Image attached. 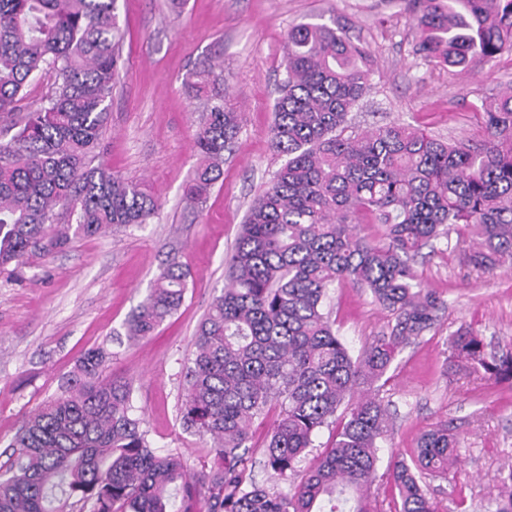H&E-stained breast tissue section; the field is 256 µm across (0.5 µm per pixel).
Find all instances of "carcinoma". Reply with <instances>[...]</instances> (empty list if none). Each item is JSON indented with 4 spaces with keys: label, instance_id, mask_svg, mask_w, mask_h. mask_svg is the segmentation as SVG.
Masks as SVG:
<instances>
[{
    "label": "carcinoma",
    "instance_id": "1",
    "mask_svg": "<svg viewBox=\"0 0 512 512\" xmlns=\"http://www.w3.org/2000/svg\"><path fill=\"white\" fill-rule=\"evenodd\" d=\"M117 0H0V272L77 237L149 224L158 202L96 163L109 102L124 67ZM413 53L468 70L512 53V0H408ZM270 129L286 157L250 206L226 283L198 325L182 369L185 431L211 440L219 466L190 474L182 458L151 445L131 383L105 377L112 352L84 353L62 393L30 414L3 451L0 512H168L175 495L204 491L208 512H439L423 486L452 473L462 442L446 423L425 431L413 453L390 456L391 498L376 488L379 451L392 417L372 385L399 348L429 331L445 307L417 281L412 261L451 234L473 241L478 273L512 265V91L483 95L489 140L444 142L409 125L345 134L349 115L374 88L370 54L336 23H298L287 36ZM36 78L40 106L22 102ZM224 68L205 60L183 86L202 100L198 164L185 197L200 203L223 174L240 113L220 88ZM75 219L60 224V212ZM375 224L368 240L356 225ZM350 281L394 316L386 336L356 358L325 309L328 291ZM187 272L167 264L124 324L126 339L151 335L181 306ZM451 353L473 372L512 385V350L487 355L460 329ZM278 411L265 467L292 481L259 485L241 449ZM333 442L301 463L318 433ZM494 512H512V464L500 471ZM378 508L369 509V502Z\"/></svg>",
    "mask_w": 512,
    "mask_h": 512
}]
</instances>
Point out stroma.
<instances>
[{"instance_id": "stroma-1", "label": "stroma", "mask_w": 512, "mask_h": 512, "mask_svg": "<svg viewBox=\"0 0 512 512\" xmlns=\"http://www.w3.org/2000/svg\"><path fill=\"white\" fill-rule=\"evenodd\" d=\"M117 14L125 67L99 161L140 183L162 209L153 223L72 239L0 274V451L26 416L60 394L76 360L109 340L110 370L131 382L153 447L182 455L197 472L212 468L214 455L209 439L182 428V367L224 286L248 207L283 163L270 148L269 132L289 29L334 21L369 49L376 87L351 113L361 132L395 123L444 139L487 140L472 104L482 94L512 89V54L448 74L414 55L416 30L403 0H117ZM204 59L223 63L224 89L239 106L242 130L224 154L223 177L199 207L186 200L184 188L197 163L202 105L185 94L183 81ZM464 248L454 239L440 242L417 259L418 281L447 306L430 331L400 350L380 391L394 415L392 450L411 453L424 431L444 421L463 438L462 476L426 481L442 512H455L460 500L468 512H485L497 494L499 469L512 462V385L461 369L448 348L449 337L468 328L489 352L512 349V266L478 275ZM171 260L190 273L180 309L146 339L114 343ZM329 306L354 355L394 321L347 282L333 288ZM274 421L270 415L254 424L247 458L260 485L285 492L288 484L262 465Z\"/></svg>"}]
</instances>
